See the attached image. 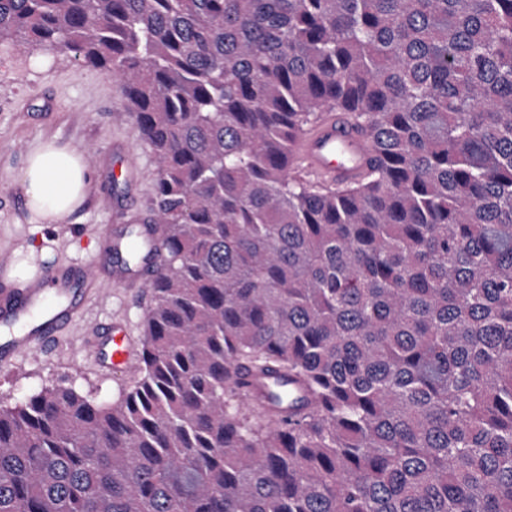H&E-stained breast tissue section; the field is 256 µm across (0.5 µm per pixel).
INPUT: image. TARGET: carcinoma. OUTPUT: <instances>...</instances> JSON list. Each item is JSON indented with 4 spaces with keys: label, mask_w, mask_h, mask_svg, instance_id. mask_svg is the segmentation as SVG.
Wrapping results in <instances>:
<instances>
[{
    "label": "carcinoma",
    "mask_w": 512,
    "mask_h": 512,
    "mask_svg": "<svg viewBox=\"0 0 512 512\" xmlns=\"http://www.w3.org/2000/svg\"><path fill=\"white\" fill-rule=\"evenodd\" d=\"M31 43L122 81L164 260L112 405L0 406V512H512V0H0ZM325 105L355 183L289 170ZM236 380L245 403H252L265 397L269 388L277 382V377L274 374L258 376L241 369L236 373Z\"/></svg>",
    "instance_id": "carcinoma-1"
}]
</instances>
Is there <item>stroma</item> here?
Returning <instances> with one entry per match:
<instances>
[{
    "label": "stroma",
    "instance_id": "35a3bbf8",
    "mask_svg": "<svg viewBox=\"0 0 512 512\" xmlns=\"http://www.w3.org/2000/svg\"><path fill=\"white\" fill-rule=\"evenodd\" d=\"M121 108L117 80L80 64L71 53L39 48L25 54L0 51V246L11 249L16 278L54 259L78 265L89 262L93 241L85 232L111 223L113 199L133 196L151 205L155 157L131 120H116ZM49 141L77 148L91 172L85 201L70 217L66 234L45 224L27 223L18 186L28 152ZM121 142L138 155L139 173L126 182L113 181L111 170L100 163ZM150 303L146 288L112 287L88 300L81 317L60 334L54 351H34L12 367L0 368V405H15L56 386L112 404L135 378L101 369L81 339L115 321L124 323L131 336L142 338V320Z\"/></svg>",
    "mask_w": 512,
    "mask_h": 512
}]
</instances>
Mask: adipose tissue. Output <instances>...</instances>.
<instances>
[{
	"mask_svg": "<svg viewBox=\"0 0 512 512\" xmlns=\"http://www.w3.org/2000/svg\"><path fill=\"white\" fill-rule=\"evenodd\" d=\"M89 178L81 152L52 143L30 151L18 181L30 223H66L82 206Z\"/></svg>",
	"mask_w": 512,
	"mask_h": 512,
	"instance_id": "ef3b65f1",
	"label": "adipose tissue"
}]
</instances>
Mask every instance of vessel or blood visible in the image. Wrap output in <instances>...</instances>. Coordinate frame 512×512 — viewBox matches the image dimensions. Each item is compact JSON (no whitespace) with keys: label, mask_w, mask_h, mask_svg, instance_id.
<instances>
[{"label":"vessel or blood","mask_w":512,"mask_h":512,"mask_svg":"<svg viewBox=\"0 0 512 512\" xmlns=\"http://www.w3.org/2000/svg\"><path fill=\"white\" fill-rule=\"evenodd\" d=\"M377 151L369 133L349 115L323 109L315 122L295 139L291 171L325 187L357 181L375 161ZM116 223L97 232L93 261L74 265L60 260L24 281L11 274L12 255L0 252V362L10 363L31 351L53 348L58 330L79 314L81 299L107 288L144 287L153 279L163 255L156 224L141 216L132 199L122 200ZM106 369L128 373L140 351L121 325L92 330ZM236 379L245 402L265 397L275 375L238 370Z\"/></svg>","instance_id":"1"}]
</instances>
